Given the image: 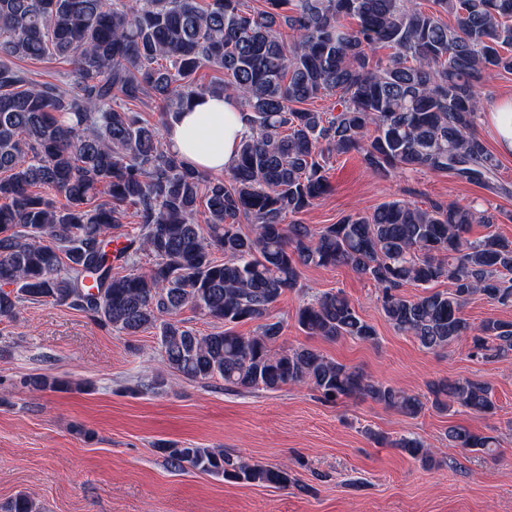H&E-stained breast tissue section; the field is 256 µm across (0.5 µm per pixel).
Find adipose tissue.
<instances>
[{
  "mask_svg": "<svg viewBox=\"0 0 512 512\" xmlns=\"http://www.w3.org/2000/svg\"><path fill=\"white\" fill-rule=\"evenodd\" d=\"M248 131L244 114L232 100L209 95L193 101L171 120L165 144L171 153L198 169L221 173L234 163Z\"/></svg>",
  "mask_w": 512,
  "mask_h": 512,
  "instance_id": "obj_1",
  "label": "adipose tissue"
}]
</instances>
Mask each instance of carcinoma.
<instances>
[{"instance_id": "cac0c4a2", "label": "carcinoma", "mask_w": 512, "mask_h": 512, "mask_svg": "<svg viewBox=\"0 0 512 512\" xmlns=\"http://www.w3.org/2000/svg\"><path fill=\"white\" fill-rule=\"evenodd\" d=\"M49 56L71 60L76 79L40 84L15 64ZM202 68L222 77L201 85ZM504 72L512 0H263L258 10L245 0H0V318L25 302L68 305L127 336L157 330L162 361L188 379L243 390L305 385L326 402L367 397L416 417L425 408L418 395L309 348L275 347L284 328L275 303L300 287L301 267L346 265L373 282L389 323L421 346L469 338L473 356L506 357L512 322L474 327L463 310L477 294L512 307V242L469 239L471 225L494 216L458 202L423 209L396 199L317 229L294 217L329 193L334 154L356 153L379 176L431 171L489 186L498 160L475 130L478 84ZM218 93L238 101L249 125L226 178L170 153L159 128L128 107L149 98L165 122ZM324 96L340 109L307 107ZM130 210L137 227L118 242L112 230ZM141 252L149 271L123 272ZM441 279L450 288L430 290ZM408 285L423 293L406 296ZM185 308L215 331L187 325ZM295 321L325 340L377 339L340 291L303 304ZM248 322L252 335L233 331ZM29 385L69 382L36 376ZM429 393L438 411L495 410L486 382L432 383ZM392 445L433 464L420 439ZM493 446L491 436L448 427L450 448ZM155 450L174 468L226 482L295 484L286 465L217 448L160 441ZM3 512L40 506L19 493Z\"/></svg>"}]
</instances>
